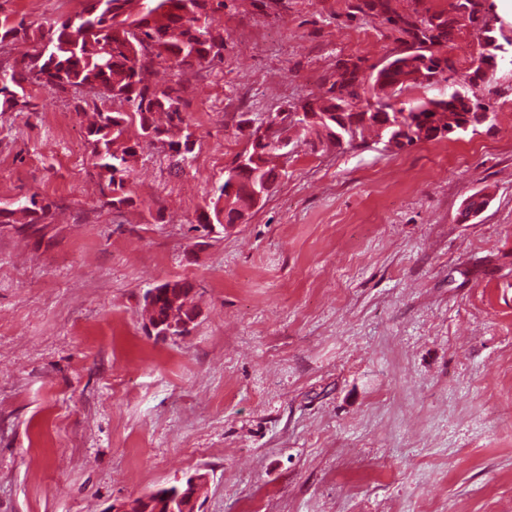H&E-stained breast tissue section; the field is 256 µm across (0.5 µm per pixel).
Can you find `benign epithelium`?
<instances>
[{"label":"benign epithelium","instance_id":"benign-epithelium-1","mask_svg":"<svg viewBox=\"0 0 512 512\" xmlns=\"http://www.w3.org/2000/svg\"><path fill=\"white\" fill-rule=\"evenodd\" d=\"M278 130L280 165L286 168L291 156L289 145L293 132L288 130L286 123L280 125ZM207 482V474L197 473L190 476L184 485L173 490L164 488L141 497L115 501L107 512H199V501Z\"/></svg>","mask_w":512,"mask_h":512}]
</instances>
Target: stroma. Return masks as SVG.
Masks as SVG:
<instances>
[{"label":"stroma","mask_w":512,"mask_h":512,"mask_svg":"<svg viewBox=\"0 0 512 512\" xmlns=\"http://www.w3.org/2000/svg\"><path fill=\"white\" fill-rule=\"evenodd\" d=\"M357 2L224 0L222 62L150 74L189 88V162L143 144L118 211L71 96L0 114V208L55 205L0 224V512H107L196 473L201 512H512L511 87L455 140L299 141L246 223L196 229L250 147L241 116L403 48ZM5 8L38 24L77 4ZM178 279L194 328L147 335L146 291ZM53 203L51 202H43L36 200L35 195L30 197L29 200H25L23 202H19L17 204V208L13 210H0V223L1 224H10L9 218L7 220H2L5 217H9L17 212L22 213L24 216L28 217L26 224H41L44 223L50 216H52V207Z\"/></svg>","instance_id":"obj_1"}]
</instances>
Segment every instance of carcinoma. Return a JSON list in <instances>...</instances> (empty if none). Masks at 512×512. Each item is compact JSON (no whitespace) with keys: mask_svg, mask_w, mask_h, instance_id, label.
<instances>
[{"mask_svg":"<svg viewBox=\"0 0 512 512\" xmlns=\"http://www.w3.org/2000/svg\"><path fill=\"white\" fill-rule=\"evenodd\" d=\"M358 11L368 10L383 17L408 38L407 48L420 51L419 65L429 76L425 83H415L410 71L400 66L406 60L402 51L390 54L387 63L372 68L365 75L336 61L330 86L318 99L287 109L281 121L302 124L298 110L323 120V140H310L312 148L326 151L342 146L355 147L364 132L404 112L411 123L404 149L424 141L451 140L477 125L471 123L478 108V91H493L504 77L493 68L494 40H512V28L489 14L484 0H465L454 11L424 16H402L389 0H363ZM224 10V0H81V9L65 18L34 26L25 19L16 20L0 10V48L19 39L34 42L32 54L21 68L0 62V112L35 111L38 104L26 90L36 85L52 94L85 91L75 112L95 111V119L86 127L87 141L94 167L101 183L105 204L119 210L130 204L124 185L138 157L141 141H160L167 146L175 165L189 159L188 148L194 134L183 112L185 86L176 81L163 88L152 85L149 74L154 65L167 62L181 69L212 64L224 50V40L213 34L215 16ZM468 23L485 34L480 50L471 59L468 74L483 71L478 90L441 91L456 75L455 63L441 52L457 30ZM435 89L438 94L419 99L401 100L414 89ZM104 95L120 104L114 111L97 110L96 97ZM400 108H394L395 102ZM344 113L350 131L336 141V112ZM139 123L140 140L127 136L128 125ZM278 165L273 156L262 160L255 171L241 169L235 176H225L217 188L224 206H213L198 219L201 226L224 227L235 223L241 210L251 207L254 190L274 187ZM53 203L35 197L17 204L13 210H0V223H10L8 216L17 212L28 217L27 223L41 224L52 216ZM148 317L179 321L182 306H173L159 294L146 305Z\"/></svg>","mask_w":512,"mask_h":512,"instance_id":"cac0c4a2","label":"carcinoma"}]
</instances>
